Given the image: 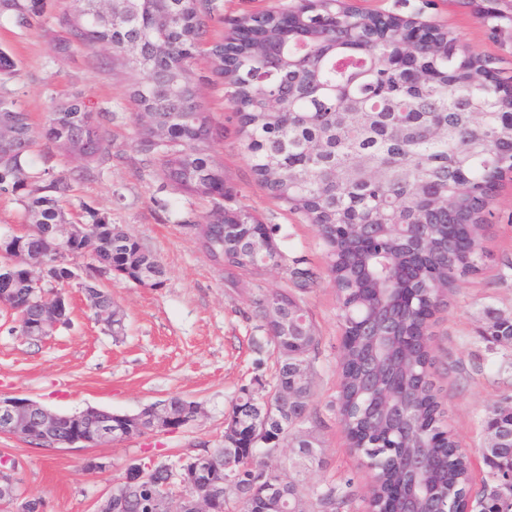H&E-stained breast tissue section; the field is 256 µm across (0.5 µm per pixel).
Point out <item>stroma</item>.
Returning <instances> with one entry per match:
<instances>
[{
	"mask_svg": "<svg viewBox=\"0 0 512 512\" xmlns=\"http://www.w3.org/2000/svg\"><path fill=\"white\" fill-rule=\"evenodd\" d=\"M345 2L446 29L489 59L502 78L512 77V39L484 20L483 0ZM68 3L41 0V17L29 28L16 26L9 15L0 16V47L17 65L16 76L0 80V95L16 99L38 128L54 105L76 96L108 110L112 161L82 171L62 206L72 223L98 219L138 238L162 264L164 282L158 288H144L110 274L94 277L90 258L75 260L74 279L53 286L69 299L71 322L51 339L29 341L11 318L0 315V395L31 399L60 414L91 406L128 415L178 396L201 404L206 415L176 433L146 435L111 447L42 450L0 436V456L20 461L29 495L43 500L47 512H96L132 464L174 463L200 448L218 446L232 399L244 388L268 391L275 370L271 349L255 347L260 333L250 298L261 288L285 287L287 265L298 262L319 278L306 301L321 340L314 362L312 408L325 458L323 467L304 474L303 483L308 488L347 487L350 512H365L372 472L338 424L343 328L325 248L315 228L256 185L229 120L225 89L206 82L203 102L224 125V142L217 146L214 159L237 190L224 205L256 210L266 223L277 225L275 242L286 262L261 279L242 275L235 285H228L223 269L201 249L193 227L209 210V202L164 187L153 164L135 149L133 108L121 75L99 67L95 52L82 46L64 60L53 59L51 43L60 33L55 17ZM489 221L493 230L485 242L487 258L449 296L447 307L434 313L429 327L439 419L451 422L463 450L475 462L480 459L486 405L512 395V349L492 343L484 334L485 308L512 316V270L503 265L512 259V181L498 187ZM89 279L125 311L126 330L120 339L95 323L80 288ZM90 456L107 462V469L85 470Z\"/></svg>",
	"mask_w": 512,
	"mask_h": 512,
	"instance_id": "35a3bbf8",
	"label": "stroma"
}]
</instances>
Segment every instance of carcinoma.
Masks as SVG:
<instances>
[{
    "mask_svg": "<svg viewBox=\"0 0 512 512\" xmlns=\"http://www.w3.org/2000/svg\"><path fill=\"white\" fill-rule=\"evenodd\" d=\"M39 0H0V15L20 27L37 16ZM281 4L244 13L224 26L217 0H70L58 16L63 35L51 50L65 58L75 45L101 50V65L119 70L134 106V147L155 165L174 191L210 198L205 217L215 248L224 255V278L257 273L270 261L280 266L275 227L247 209H228L234 189L213 158L224 142V124L202 101L194 61L205 56L211 74L222 81L232 106L236 136L248 155L255 183L315 227L327 269L336 286L338 317L349 329L388 321V357L373 356L364 338L343 351L339 423L351 447L374 471L370 512H387V490L402 455L427 462L429 494L414 500L415 512H445L475 498L481 512H512V489L497 476L512 471V397L489 406L481 454L486 471L476 478L471 459L452 455L459 447L453 427L440 443L426 428L437 422L438 402L427 381L424 346L404 337L423 333L422 313L401 303L397 268L412 254L407 240L424 254L412 285L416 301L433 309L484 260L487 215L493 196L477 192L490 178L512 173V101L479 85L474 54L450 35L436 45H403L398 36L370 37L372 15L340 9L338 0H302L294 12L299 30L283 40L276 15ZM267 27L263 41L242 42L239 32ZM424 68L421 81L408 83L396 69L400 51ZM0 121L8 140L0 142V193L27 190L24 200L32 232L46 246L51 266L55 225L65 223L60 202L70 190L71 173L43 170L32 179L27 158L35 143L28 113L0 97ZM106 113L74 97L47 116L42 136L61 150L75 141L82 162H112ZM470 237V252L452 254L448 233ZM89 235L106 241L103 261L124 278L163 285L158 259L123 228L96 220ZM439 288H429L434 270ZM293 287L252 298L257 329L273 345L276 369L271 392L258 396L243 388L228 418L247 419L261 411L258 429H241V441L254 440L252 458H233L224 446L202 448L210 468L224 471V493L214 512H310L301 476L321 463L320 440L308 427L314 387L317 328L301 293L317 285L309 270H289ZM31 286L18 276L16 294L24 304L3 305L18 324L38 317L47 302L28 301ZM275 306L278 316L268 312ZM487 334L512 347V319L495 316ZM288 392V406L277 404ZM412 407L396 418L379 408L397 395ZM290 448L288 464L274 463L276 448ZM176 468L151 464L146 485L112 486V512H148L152 497L166 491ZM330 512H345L350 495L329 485L313 492Z\"/></svg>",
    "mask_w": 512,
    "mask_h": 512,
    "instance_id": "carcinoma-1",
    "label": "carcinoma"
}]
</instances>
